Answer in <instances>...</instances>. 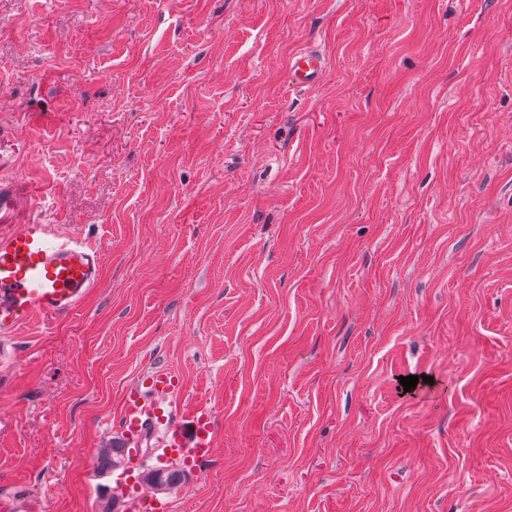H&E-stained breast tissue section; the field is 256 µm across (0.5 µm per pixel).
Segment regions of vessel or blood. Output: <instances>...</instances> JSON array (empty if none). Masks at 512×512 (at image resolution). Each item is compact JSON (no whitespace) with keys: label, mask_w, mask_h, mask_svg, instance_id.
<instances>
[{"label":"vessel or blood","mask_w":512,"mask_h":512,"mask_svg":"<svg viewBox=\"0 0 512 512\" xmlns=\"http://www.w3.org/2000/svg\"><path fill=\"white\" fill-rule=\"evenodd\" d=\"M326 56L301 48L288 60L287 78L297 88L311 89L328 75ZM101 251L79 239L62 236L54 225L18 222L0 232V333L19 329L34 315L48 319L68 315L95 288L101 272ZM142 393L128 396L123 421L131 437L149 429ZM169 445L191 457L207 455L211 447L205 414L191 428L168 426Z\"/></svg>","instance_id":"obj_1"}]
</instances>
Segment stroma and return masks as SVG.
<instances>
[{
    "instance_id": "35a3bbf8",
    "label": "stroma",
    "mask_w": 512,
    "mask_h": 512,
    "mask_svg": "<svg viewBox=\"0 0 512 512\" xmlns=\"http://www.w3.org/2000/svg\"><path fill=\"white\" fill-rule=\"evenodd\" d=\"M1 182L102 272L9 339L0 502L512 512V0H0ZM159 370L156 494L97 457ZM327 57L318 50L301 48L288 60V82L296 88L311 89L318 86L328 75ZM200 412V413H199ZM196 422L192 421V429L188 433L183 425L170 422L168 419L169 447L176 448L183 455L191 457H204L210 450L211 440L208 424L205 422L206 413L197 411Z\"/></svg>"
}]
</instances>
